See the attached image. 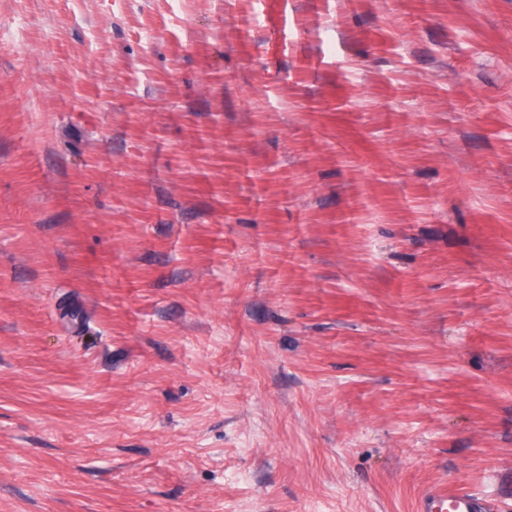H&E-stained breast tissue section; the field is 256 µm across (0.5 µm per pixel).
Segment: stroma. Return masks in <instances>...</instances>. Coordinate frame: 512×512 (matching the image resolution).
Wrapping results in <instances>:
<instances>
[{
	"label": "stroma",
	"mask_w": 512,
	"mask_h": 512,
	"mask_svg": "<svg viewBox=\"0 0 512 512\" xmlns=\"http://www.w3.org/2000/svg\"><path fill=\"white\" fill-rule=\"evenodd\" d=\"M512 512V0H0V512ZM495 505L464 490L430 489L420 496L417 512H496Z\"/></svg>",
	"instance_id": "stroma-1"
}]
</instances>
